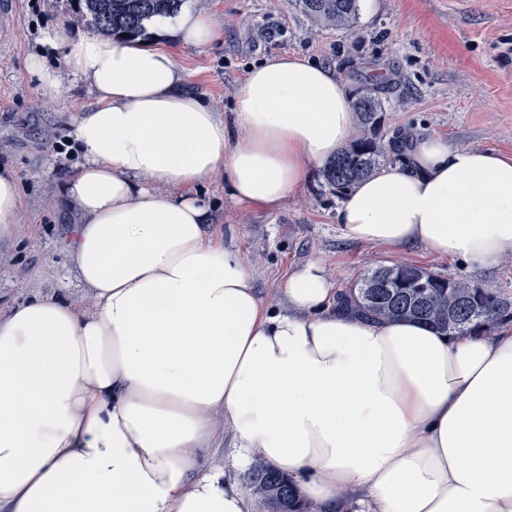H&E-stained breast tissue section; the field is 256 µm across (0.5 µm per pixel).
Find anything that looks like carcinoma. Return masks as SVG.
<instances>
[{"instance_id":"obj_1","label":"carcinoma","mask_w":512,"mask_h":512,"mask_svg":"<svg viewBox=\"0 0 512 512\" xmlns=\"http://www.w3.org/2000/svg\"><path fill=\"white\" fill-rule=\"evenodd\" d=\"M77 19L89 22L106 35L147 34L157 16L177 13L185 0H77ZM300 7L317 27L348 29L358 17V0H300ZM382 86L360 82L354 89L353 108L359 127L349 143L323 170L328 188L346 195L358 181L391 158L390 145L372 133L380 125L385 98ZM338 306L353 308L372 319L408 317L455 335L492 334L512 321V303L491 286L434 275L412 264L378 268L340 294ZM250 483L267 512H314L304 502L294 480L258 461Z\"/></svg>"}]
</instances>
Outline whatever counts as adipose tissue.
<instances>
[{"label": "adipose tissue", "mask_w": 512, "mask_h": 512, "mask_svg": "<svg viewBox=\"0 0 512 512\" xmlns=\"http://www.w3.org/2000/svg\"><path fill=\"white\" fill-rule=\"evenodd\" d=\"M173 32L219 35L199 11ZM28 69L47 92L69 75L95 93L74 129L85 161L58 186L92 308L37 296L0 316V512H250L208 464L219 414L238 464L297 478L316 512H512V327L447 338L367 319L334 307L316 262L269 309L187 193L220 170L233 199L273 207L326 165L354 122L331 69L269 57L228 120L162 45L81 34L62 70ZM336 222L485 269L512 256V156L417 140Z\"/></svg>", "instance_id": "obj_1"}]
</instances>
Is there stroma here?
<instances>
[{
	"mask_svg": "<svg viewBox=\"0 0 512 512\" xmlns=\"http://www.w3.org/2000/svg\"><path fill=\"white\" fill-rule=\"evenodd\" d=\"M210 14L220 35L205 46L167 36L184 72L185 87L222 114L234 110L235 90L255 63L277 54H298L330 67L347 88L357 75L391 81L378 134L384 140L440 136L456 148H492L512 154V0H376L360 7L348 30L312 26L298 0H186ZM73 0H0V167L18 179L15 225L0 237V313L33 296L55 295L86 308L90 293L79 282L67 253L77 222L57 186L82 161L73 150V129L90 85L66 79L44 95L28 73L31 56L59 68L69 38L92 32L73 24ZM276 19L283 34L264 39L261 25ZM193 194L209 221L250 267L265 305L280 308L285 277L301 265L321 264L336 293L369 271L411 263L444 277L487 284L512 301V257L493 267L468 270L421 248L390 249L347 239L336 222L342 199L329 190L321 170L274 208L232 199L223 172L210 175ZM232 435L221 429L210 451L250 504L264 507L235 468Z\"/></svg>",
	"mask_w": 512,
	"mask_h": 512,
	"instance_id": "stroma-1",
	"label": "stroma"
}]
</instances>
